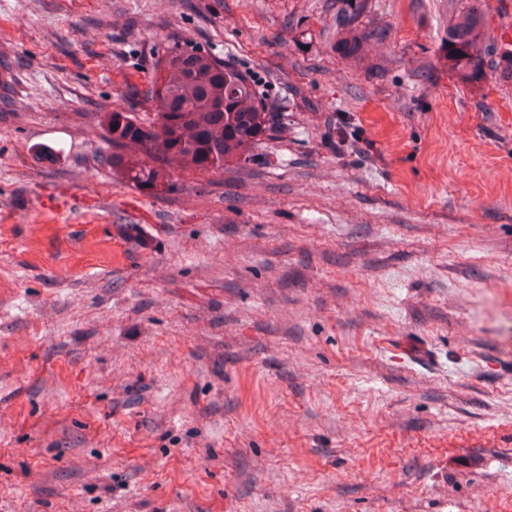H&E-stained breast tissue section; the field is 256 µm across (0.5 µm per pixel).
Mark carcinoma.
<instances>
[{"label": "carcinoma", "instance_id": "1", "mask_svg": "<svg viewBox=\"0 0 512 512\" xmlns=\"http://www.w3.org/2000/svg\"><path fill=\"white\" fill-rule=\"evenodd\" d=\"M364 9L363 0H342L343 27L350 33L344 44L375 35L359 28ZM484 15L475 0L448 32V62L469 81L486 79L484 58L491 52L495 70L512 76V48L485 42ZM151 96L159 112L150 120L115 108L99 121L112 146V170L140 190H157L173 171L222 172L226 164L247 160L270 120L242 73L189 45L158 59Z\"/></svg>", "mask_w": 512, "mask_h": 512}]
</instances>
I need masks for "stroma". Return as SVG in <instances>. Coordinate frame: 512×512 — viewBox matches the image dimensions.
I'll return each mask as SVG.
<instances>
[{
    "instance_id": "35a3bbf8",
    "label": "stroma",
    "mask_w": 512,
    "mask_h": 512,
    "mask_svg": "<svg viewBox=\"0 0 512 512\" xmlns=\"http://www.w3.org/2000/svg\"><path fill=\"white\" fill-rule=\"evenodd\" d=\"M467 2L366 0L349 50L341 0H0V512H512V78L449 66ZM187 44L283 123L141 191L99 117Z\"/></svg>"
}]
</instances>
